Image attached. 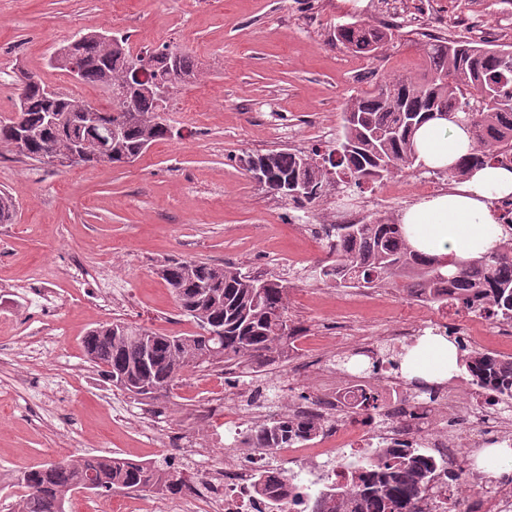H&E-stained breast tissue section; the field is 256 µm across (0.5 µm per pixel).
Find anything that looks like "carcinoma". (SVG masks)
<instances>
[{
    "label": "carcinoma",
    "instance_id": "1",
    "mask_svg": "<svg viewBox=\"0 0 512 512\" xmlns=\"http://www.w3.org/2000/svg\"><path fill=\"white\" fill-rule=\"evenodd\" d=\"M336 41L355 51L371 53L392 36L390 28L358 21L336 25ZM116 48L106 51L95 36L86 34L75 47L81 81L118 86L132 76L142 61L152 64L151 77L177 91L195 76V64L187 53L168 46L145 48L133 53L126 36L111 35ZM427 71L419 78L393 77L364 95L350 98L346 109L355 114L344 119L337 148L324 153L315 149L272 151L239 158L245 165L256 159L272 177L302 182L310 192L292 201L315 207L330 190L343 184L360 189L366 184L364 170L381 172L379 180L410 169L417 161L413 135L431 110L448 112V119L468 127L473 152L447 170L450 180L463 179L470 169L485 162L512 167V45L470 40L431 39L423 46ZM73 97L57 93L51 98L39 80L29 84L19 100V117L35 136L28 154L16 155L49 163L46 155L57 145L107 136L106 128L122 127L117 140L103 143V163L118 165L121 157L140 145L171 137L170 127L156 121L157 99L138 92L128 99L112 98V111H97L96 126L87 128L66 111ZM334 237L326 245L330 263L320 266L319 276L338 288L404 289L427 303L456 305L472 313L487 312L512 323V236L505 238L489 256L464 265L452 255L424 256L408 245L402 224L394 216L381 215L362 224H336ZM166 284L177 290L180 310L198 326L210 323L224 334L204 338L200 334L175 338L141 327L100 325L85 339V351L105 378L126 377L127 390L139 386H174L183 369L203 349L214 350L209 364L228 368L241 361H261L284 340L298 333L288 319V285L280 280L253 278L240 269L212 266L192 260L172 261L160 269ZM458 367L473 382L491 386L499 395H512V361L485 356L462 341ZM318 433L314 421L288 417L264 422L253 429L249 443L254 448H286L288 444ZM349 470L350 486L328 484L317 493L286 495L288 477L258 476L256 492L278 501L277 512H415V504L432 474L437 459L421 446L401 450L384 449L365 469L358 463H342ZM102 482L100 493L114 489L178 494L190 487L184 472L172 462L152 465L119 456H86L55 466L51 463L28 470L22 484L18 512H67L72 492L89 475Z\"/></svg>",
    "mask_w": 512,
    "mask_h": 512
}]
</instances>
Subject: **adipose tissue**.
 <instances>
[{
	"label": "adipose tissue",
	"mask_w": 512,
	"mask_h": 512,
	"mask_svg": "<svg viewBox=\"0 0 512 512\" xmlns=\"http://www.w3.org/2000/svg\"><path fill=\"white\" fill-rule=\"evenodd\" d=\"M417 158L430 169L453 167L472 150L466 126L443 118L424 122L414 134ZM512 196V169L486 165L457 185L406 207L400 222L408 244L429 256L451 254L467 262L497 248L505 229L495 210ZM403 374L442 383L457 371L458 349L450 337L428 333L403 347L398 356Z\"/></svg>",
	"instance_id": "obj_1"
}]
</instances>
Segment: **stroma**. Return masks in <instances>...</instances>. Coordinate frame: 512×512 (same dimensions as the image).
Instances as JSON below:
<instances>
[{"mask_svg":"<svg viewBox=\"0 0 512 512\" xmlns=\"http://www.w3.org/2000/svg\"><path fill=\"white\" fill-rule=\"evenodd\" d=\"M114 14L126 19L132 44L189 52L196 74L166 116L172 137L134 165L53 167L0 145V191L16 206L14 222L0 224V512H17L19 476L48 461L114 453L157 465L173 460L196 481L223 467L225 449L249 457L245 430L284 415L292 398L344 390L349 380L335 361L362 341L386 355L391 344L382 333L396 325L425 322L455 338L512 346V335L473 323L463 309L323 282L316 271L327 249L309 227L342 223L336 194L298 209L239 162L335 145L346 101L389 77L422 76L429 39L512 44V5L368 0L353 13L337 0H0V120L16 112L24 72L109 107L100 86L73 82L52 58L76 33L111 30ZM357 19L393 25L391 41L371 55L336 42V25ZM196 101L208 104L199 122L188 115ZM448 186V178L414 169L365 185L352 200L365 217L397 216ZM175 259L287 280L288 317L300 333L263 362L189 372L170 395L137 400L105 382L83 340L114 321L195 331L158 274ZM243 387L251 391L243 434L204 421L210 404L237 400ZM184 439L198 449L189 462ZM164 500L150 492L76 493L69 512H158Z\"/></svg>","mask_w":512,"mask_h":512,"instance_id":"1","label":"stroma"}]
</instances>
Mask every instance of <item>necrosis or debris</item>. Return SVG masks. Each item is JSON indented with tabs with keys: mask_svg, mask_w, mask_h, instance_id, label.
Returning <instances> with one entry per match:
<instances>
[{
	"mask_svg": "<svg viewBox=\"0 0 512 512\" xmlns=\"http://www.w3.org/2000/svg\"><path fill=\"white\" fill-rule=\"evenodd\" d=\"M383 381L387 387L383 407L384 426L371 434H364L357 421L343 419L342 414L361 399L364 383H356L343 392L313 401L301 398L291 401L290 416L310 419L317 423L316 441H300L277 449L279 457L304 465L310 476L323 475L341 481L339 469L327 468L324 460L337 449H364L366 457H373L383 446L427 442L433 452L445 460L447 468L438 472L416 503V512H446L449 499L466 498V512H512V483L500 482L493 486L461 477L449 482L447 473L458 465V442L432 429L434 405L440 399L442 388H434L429 399L415 402L417 387L409 386L402 376L389 374ZM456 414L470 420L471 433L500 441L512 440L508 425L512 424V399L496 402L489 409L475 407L473 400L456 404ZM267 469L263 459L253 458L242 464L225 459L221 469L207 476L208 492L203 499L202 512H268V504L253 491L260 473Z\"/></svg>",
	"mask_w": 512,
	"mask_h": 512,
	"instance_id": "necrosis-or-debris-1",
	"label": "necrosis or debris"
}]
</instances>
